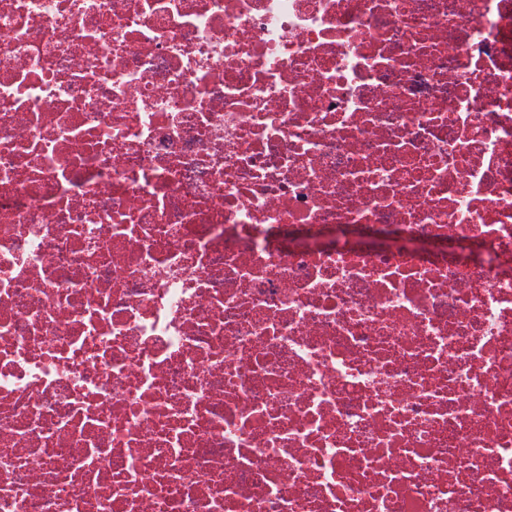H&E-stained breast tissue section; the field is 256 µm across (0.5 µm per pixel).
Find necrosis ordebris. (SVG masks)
I'll return each mask as SVG.
<instances>
[{
	"label": "necrosis or debris",
	"mask_w": 512,
	"mask_h": 512,
	"mask_svg": "<svg viewBox=\"0 0 512 512\" xmlns=\"http://www.w3.org/2000/svg\"><path fill=\"white\" fill-rule=\"evenodd\" d=\"M0 512H512V0H0Z\"/></svg>",
	"instance_id": "4bbe7bcc"
}]
</instances>
